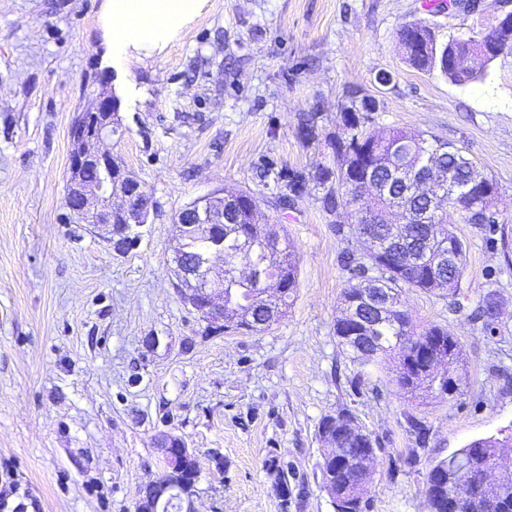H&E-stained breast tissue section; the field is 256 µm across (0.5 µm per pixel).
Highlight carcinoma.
<instances>
[{
    "mask_svg": "<svg viewBox=\"0 0 512 512\" xmlns=\"http://www.w3.org/2000/svg\"><path fill=\"white\" fill-rule=\"evenodd\" d=\"M398 41L404 60L412 67L438 73L456 85H467L478 78L459 70L438 67L439 50L444 46L437 34L423 21H412L401 27ZM363 102L347 99L339 106L338 129H347L340 140L322 135L319 113L307 112L300 119L304 144H324L331 150L334 165L324 166L312 177L287 168H277L272 159L263 157L257 170L265 185L279 192L288 191L294 201L309 194L308 182L321 191L323 211L332 213L345 209L357 213L363 207L376 213V224H351L349 231L357 235L363 253L344 251L340 266L349 273L348 286L341 294L346 305L366 281L384 280V288L394 291L398 299L404 290L431 292L444 288L448 296L461 295V280L467 262V247L454 232L448 217L456 216L463 224H479L494 241L499 226L492 208L498 184L490 177L472 186L473 196H460L468 178L477 168L476 162L448 142L428 140L423 133H408L398 128H380L360 117ZM254 198L243 192L233 207H224V328L239 330L252 320L246 278L238 269L252 266L270 267L280 279L264 284L275 289L267 297L268 304L282 316L298 286V260L288 244V237L279 234L273 225L253 214ZM212 227L194 226L185 229L186 254L193 256L207 249L206 240ZM388 243L392 260L378 263L379 249ZM454 246L455 269L449 274L433 272L431 262L437 258L448 261V245ZM501 303L495 290L480 296L471 318L480 320L484 330L494 333L499 326ZM371 323L377 325L372 335L380 339L374 354L360 356L348 349L352 360L362 365H377L389 359L396 364V384L416 399L422 396L445 398L438 390L444 383L463 394L455 369L462 354L457 337L447 328L430 324L415 328L400 307ZM402 336H418L409 347L398 341ZM404 419L416 448L426 447L430 434L427 422L406 411ZM512 449V435L502 438L476 439L444 458L431 462L420 489L428 512H445V506L457 497L461 485L478 487L484 474L503 450ZM466 458L467 467L454 469V458ZM268 470L276 483L288 484V476L296 475L294 466L280 457L268 460Z\"/></svg>",
    "mask_w": 512,
    "mask_h": 512,
    "instance_id": "cac0c4a2",
    "label": "carcinoma"
}]
</instances>
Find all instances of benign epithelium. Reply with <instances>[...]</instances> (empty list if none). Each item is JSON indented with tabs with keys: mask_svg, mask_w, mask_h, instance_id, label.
<instances>
[{
	"mask_svg": "<svg viewBox=\"0 0 512 512\" xmlns=\"http://www.w3.org/2000/svg\"><path fill=\"white\" fill-rule=\"evenodd\" d=\"M501 13L497 23L481 32L482 40L494 45L477 57L482 68H487L499 58L509 45L512 34V0H500ZM127 128L119 113V98L109 87L108 77L98 79V89L93 91L91 107L77 113L71 126L72 149L69 155L66 185V220L73 224L91 221L101 229L114 224H145L155 209L154 202L145 196L139 181L128 166L117 161V155L100 148L101 142L111 138L121 141ZM95 165L102 170L101 177L90 182L84 170ZM178 224L224 223V191L217 190L202 197L197 203L186 206L176 218ZM173 269L177 288L184 302L189 304L200 319L209 324L224 322V305L216 299L224 298V280L210 278L209 254L200 255L194 262L186 261L185 246L178 244L174 250ZM164 466L153 484L162 489L161 495L174 502L179 512H194V499L201 470L197 450L177 435L163 433L157 439ZM367 457L359 453L341 459L356 479L357 488L365 487ZM510 480L486 477L483 482L484 497L489 507H495L498 496L506 491Z\"/></svg>",
	"mask_w": 512,
	"mask_h": 512,
	"instance_id": "1",
	"label": "benign epithelium"
}]
</instances>
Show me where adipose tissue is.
<instances>
[{
  "instance_id": "ef3b65f1",
  "label": "adipose tissue",
  "mask_w": 512,
  "mask_h": 512,
  "mask_svg": "<svg viewBox=\"0 0 512 512\" xmlns=\"http://www.w3.org/2000/svg\"><path fill=\"white\" fill-rule=\"evenodd\" d=\"M204 0H105L100 21L106 52L117 41L143 43L187 36L189 20Z\"/></svg>"
}]
</instances>
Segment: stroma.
<instances>
[{
    "mask_svg": "<svg viewBox=\"0 0 512 512\" xmlns=\"http://www.w3.org/2000/svg\"><path fill=\"white\" fill-rule=\"evenodd\" d=\"M102 5L0 0V490L13 485L10 504L27 512H134L139 487L163 467L156 438L170 432L200 453L196 512H334L317 430L348 409L382 446L370 512H426L419 490L432 459L512 433V261L481 226L459 224L464 312L442 291L403 293L414 325L457 336L468 387L408 401L388 368L353 362L336 338L347 285L338 257L359 251L358 239L337 234L315 195L276 208L257 163L268 156L307 175L331 164L327 147L304 145L299 117L320 111L335 132L337 105L356 86L378 99L376 125L477 161L499 186L512 239V50L483 81L459 86L411 67L398 43L418 19L475 34L495 23V0L479 14L436 13L427 0H207L185 39L122 56L112 84L128 132L113 150L157 203L148 223L131 225L123 254L93 225L64 220L71 125L105 68ZM218 189L250 191L299 258L296 297L262 332H213L176 288L175 218ZM490 289L503 311L495 334L466 315ZM407 411L431 427L412 468ZM283 455L297 471L285 510L267 470Z\"/></svg>",
    "mask_w": 512,
    "mask_h": 512,
    "instance_id": "1",
    "label": "stroma"
}]
</instances>
